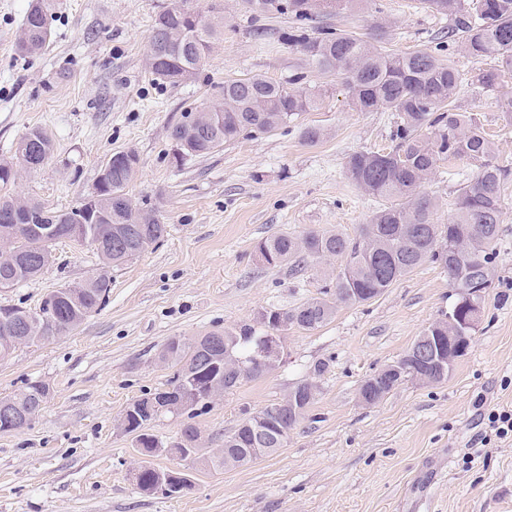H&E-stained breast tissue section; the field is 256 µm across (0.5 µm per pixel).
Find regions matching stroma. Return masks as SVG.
Listing matches in <instances>:
<instances>
[{
	"mask_svg": "<svg viewBox=\"0 0 512 512\" xmlns=\"http://www.w3.org/2000/svg\"><path fill=\"white\" fill-rule=\"evenodd\" d=\"M29 2L0 0V158H13L35 127L54 150L11 193L72 208L91 193L107 158L132 151L139 168L129 193L167 231L112 268L105 305L78 329L0 362V397L32 381L50 388L29 427L0 434V512H512V437L489 438L484 420L491 410L512 409V186L481 318L443 381L404 382L373 405L358 399L361 382L399 358L459 298L442 269L426 262L369 303L339 305L315 331L289 330L276 371L243 381L194 418L161 415L148 427L158 449L138 448L119 421L143 393L166 388L172 369L158 353L171 337L254 324L263 310L319 296L327 263L273 266L257 245L279 232L357 235L383 203L348 177L346 161L358 151L388 150L397 117L353 110L340 76L317 73L283 41L291 19L253 16L237 0H223L224 35L198 73L176 84L155 81L146 65L154 18L176 0H53L47 46L24 57L15 43ZM455 22L424 0H361L315 20L381 35L399 54L434 47ZM259 28L266 40L256 39ZM253 75L325 94L317 110L286 127L176 166L171 131L182 113L221 101L225 80ZM510 97L509 71L497 88L468 91L457 105L477 114L498 156L512 161ZM309 124L325 130L321 142L301 140ZM475 172L465 160L443 163L425 184L440 202L437 223H447L460 184ZM53 255L38 279L0 290V306L37 308L47 293L100 266L87 243L59 240ZM310 376L316 400L285 448L217 473L167 453L189 422L203 450L223 447L242 418ZM143 465L183 470L191 485L173 496L143 493L132 479Z\"/></svg>",
	"mask_w": 512,
	"mask_h": 512,
	"instance_id": "35a3bbf8",
	"label": "stroma"
}]
</instances>
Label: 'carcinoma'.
<instances>
[{"label": "carcinoma", "instance_id": "carcinoma-1", "mask_svg": "<svg viewBox=\"0 0 512 512\" xmlns=\"http://www.w3.org/2000/svg\"><path fill=\"white\" fill-rule=\"evenodd\" d=\"M356 0H242L249 11L260 15H287L296 22V33L286 40L300 49L309 67L322 73L345 76L350 103L358 112H394L395 145L387 152L363 150L350 156L348 177L361 189L387 205L374 212L352 238L340 232L310 231L302 235L277 234L257 245V251L269 265L305 263L308 259L343 260L336 273L335 291L325 288L322 296L312 298L290 310L268 309L260 315L261 328L245 323L223 330L224 343L214 346L210 333L185 338L174 336L166 342V363L175 368L169 385L175 389L172 402L191 403L198 412L210 408L208 394L219 383L224 391L234 389L228 382L240 377V360L251 356L267 328L294 327L314 331L329 323L341 304H365L381 296L388 288L415 268L430 261L448 275L450 285L459 288L474 282L490 285L496 267V246L502 214L504 187L512 177V168L498 161L494 142L486 135L474 114L460 112L455 106L463 78L451 60L443 55L419 50L408 54L390 53L379 45L382 36L365 40L352 32L320 28L307 33L313 16L338 6H353ZM442 14H457L459 19L448 31V42L458 45L474 57H493L512 69V0H473L472 10H464L462 0H425ZM49 0H31L25 12L16 48L22 55L42 51L51 37ZM224 35V16L219 8L197 21L191 8L175 5L158 14L152 25L149 46L157 48L149 68L154 79L178 82L197 74L206 55L195 54V46L205 49ZM501 70L491 69L472 76L474 88L492 89L500 84ZM322 89H290L262 76L224 81V105L213 124L202 136L188 135L175 125L171 137L183 142L187 161L214 152L228 142L255 133H268L288 125L304 112L318 108ZM53 151L50 136L32 128L16 148L19 164L1 158L0 172L19 168L33 170ZM129 152L113 154L109 161V181L97 196V223L101 235L92 241L102 265L126 264L143 249L125 250L109 245L103 232L132 226L149 240L158 243L166 232L153 210L141 207L114 208L112 195H128L135 174ZM467 160L476 167L472 180L460 184L454 213L446 224L435 222L439 203L420 192L445 161ZM75 206L53 211L35 201L16 209V198L0 193V281L15 284L30 281L44 273L53 262L52 247L60 239L77 242L83 225ZM26 224H56L49 238H32ZM111 281L99 280L90 286L60 289L57 313L44 319L41 308L27 310L13 306L0 310V361L10 358L19 345L13 341L10 317L27 315L31 319L28 336L36 338L46 331L60 338L76 330L89 314L101 308L108 297ZM309 380L295 383V411L286 415L272 403L243 418L233 432L224 436V447L200 455L205 466L215 472L227 469L224 454L253 447L252 429L257 419L278 423L282 428L299 423L314 399L307 392ZM46 384L29 383L12 396L0 397L23 408H36ZM162 392H146L129 404L125 432L135 435L138 447L151 451L158 447L147 426L159 416L157 405ZM197 429L187 423L176 444L169 448L177 454L197 447ZM158 470L141 466L134 473L139 490L154 492Z\"/></svg>", "mask_w": 512, "mask_h": 512}]
</instances>
